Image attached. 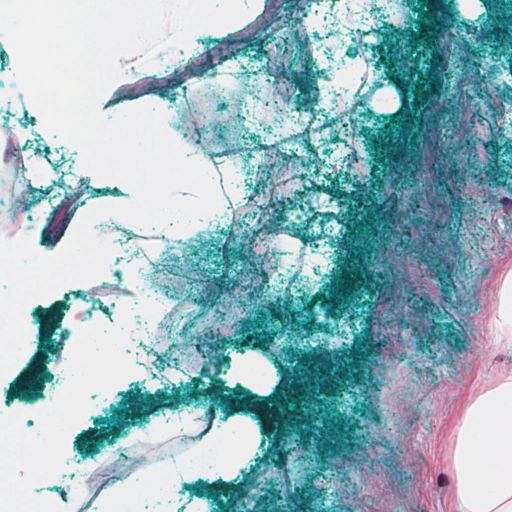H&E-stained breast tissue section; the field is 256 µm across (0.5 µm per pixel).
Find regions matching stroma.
<instances>
[{
	"label": "stroma",
	"instance_id": "stroma-1",
	"mask_svg": "<svg viewBox=\"0 0 512 512\" xmlns=\"http://www.w3.org/2000/svg\"><path fill=\"white\" fill-rule=\"evenodd\" d=\"M310 0H266L246 23L201 36L191 67L131 61L135 78L112 84L99 100L104 115L139 107L146 93L163 101L166 130L189 150L204 151L223 185L221 161L236 164L238 187L225 215L209 213L167 234L168 249L195 267L197 279L175 319L191 335L209 324L221 335L206 346L215 366H160L167 344L137 318L136 280L103 274L107 247L90 218L112 223L122 181L90 174L81 153L58 137L17 142L43 175L0 158V188L24 186L0 206V243L24 241L30 261L67 260L84 277L60 276L31 298L28 334L9 374L0 376V414L47 435L41 408L69 403L60 421L70 470L44 494L57 512H108L116 491L139 466L193 462L213 420L230 417L225 397L261 358L268 371L298 374L329 352L338 365L357 360L352 376L301 409L297 422L273 432L256 421L249 459L232 480L213 467L181 488L183 512H232L227 493L246 489L252 512H452L456 427L475 394L512 374V349L495 347L490 321L503 275L512 269V129L498 109L512 105V0H357L364 26L327 16L306 23ZM341 45L350 67L336 70L313 48ZM473 63L486 79L465 69ZM278 81L298 114L290 143L278 137L261 91ZM354 85L356 100L310 104L330 81ZM244 108L235 134L211 125L225 98ZM350 121L358 162L336 170L332 131L337 113ZM469 137L470 154L438 152L431 140ZM294 153L286 173L309 208L303 224L281 226V244L298 243L313 269L278 288H262L248 315L228 314L230 284L254 270L234 243L242 213L269 201L251 166L269 154ZM359 244L367 271L342 303H332L347 247ZM122 365L119 385L100 381L99 352ZM145 369H136V362ZM196 411L186 429L165 427L173 412ZM287 450L284 465L270 462Z\"/></svg>",
	"mask_w": 512,
	"mask_h": 512
}]
</instances>
